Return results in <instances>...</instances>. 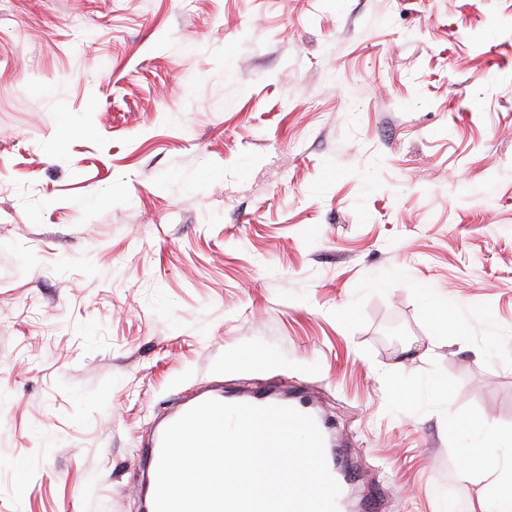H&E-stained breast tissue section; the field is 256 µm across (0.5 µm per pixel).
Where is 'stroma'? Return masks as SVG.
I'll use <instances>...</instances> for the list:
<instances>
[{
	"label": "stroma",
	"mask_w": 512,
	"mask_h": 512,
	"mask_svg": "<svg viewBox=\"0 0 512 512\" xmlns=\"http://www.w3.org/2000/svg\"><path fill=\"white\" fill-rule=\"evenodd\" d=\"M214 384L314 401L352 501L502 491L512 0H0V512H144Z\"/></svg>",
	"instance_id": "obj_1"
}]
</instances>
